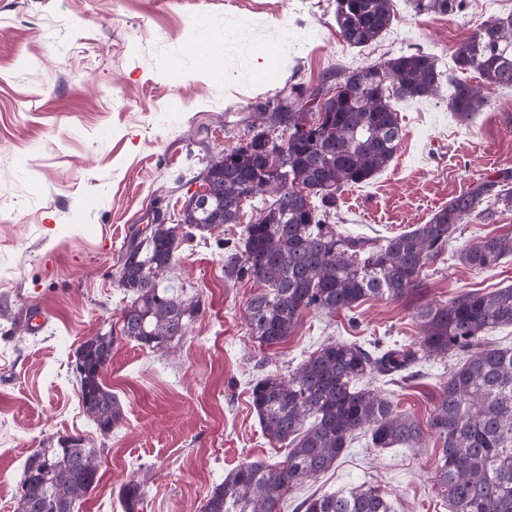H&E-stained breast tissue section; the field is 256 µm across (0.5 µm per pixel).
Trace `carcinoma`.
Segmentation results:
<instances>
[{
  "instance_id": "carcinoma-1",
  "label": "carcinoma",
  "mask_w": 512,
  "mask_h": 512,
  "mask_svg": "<svg viewBox=\"0 0 512 512\" xmlns=\"http://www.w3.org/2000/svg\"><path fill=\"white\" fill-rule=\"evenodd\" d=\"M393 0H336L338 32L351 48L366 46L392 22ZM417 15H452L462 0H407ZM444 71L422 51L401 54L343 74L349 92L327 96L326 85H291L256 105L244 147L224 151L206 164L209 203L186 205L176 224H155L148 235L134 232L122 252L131 319L122 338L152 351L185 332L200 304L182 298L183 289L159 277L180 242L223 224L237 223L244 195L265 196L261 224L244 226L239 241L224 247V276L247 279L258 288L247 301V321L260 345L288 339L305 310L328 315L350 311L367 297L402 299L419 284L421 271L438 264L467 216L491 221L512 210V174L486 177L453 198L424 224L381 240L346 235L327 223L337 194L368 181L393 160L401 127L392 101L435 98L442 83L451 88L448 107L461 122L483 110L480 86L459 77L478 72L490 84L512 89V15L485 22L453 56ZM325 110L312 136L297 129ZM288 134L280 171L266 172L261 154L269 135ZM295 184L305 197L285 194ZM288 202H283V198ZM512 255V236L484 237L459 253V261L491 268ZM421 336L402 348L374 350L332 342L285 376L266 375L251 387L252 405L264 434L287 443L284 461L271 466L240 465L216 485L204 512H281L290 492L336 464L353 437L365 432L376 448L420 441L419 424L396 410L392 396L357 383L400 375L422 360L453 359L440 387L430 430L441 442L435 481L445 488L449 512H512V348L486 340L491 330L512 326V288L489 294L464 292L446 303L418 309ZM96 357L86 364L82 406L96 429L123 419L117 396L101 374L112 360L117 336L101 335ZM97 451L84 441L38 448L23 463L21 482L41 487L36 512H73L74 504L98 483ZM147 479L122 484L125 512L144 506ZM295 512H390L386 494L362 485L346 492L312 494Z\"/></svg>"
}]
</instances>
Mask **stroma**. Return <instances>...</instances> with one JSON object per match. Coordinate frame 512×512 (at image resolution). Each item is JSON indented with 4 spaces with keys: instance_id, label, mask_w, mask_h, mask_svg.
<instances>
[{
    "instance_id": "obj_1",
    "label": "stroma",
    "mask_w": 512,
    "mask_h": 512,
    "mask_svg": "<svg viewBox=\"0 0 512 512\" xmlns=\"http://www.w3.org/2000/svg\"><path fill=\"white\" fill-rule=\"evenodd\" d=\"M336 0H0V512H14L22 464L36 449L78 434L98 449L101 479L74 512H124L117 491L146 479L142 512H202L235 467L283 460L251 405L253 381L287 374L330 341L408 345L415 312L464 291L512 285V256L474 270L457 255L478 238L512 233V211L486 224L466 218L417 292L370 298L329 318L303 312L288 339L267 348L250 336L254 289L225 279L228 224L181 242L169 280L202 310L169 349L123 340L104 384L124 417L109 436L84 413L72 364L86 338L119 331L130 299L116 268L134 230L175 223L208 157L248 134L244 119L284 86H315L340 70L415 51L441 68L479 26L512 15V0H464L452 15L418 16L394 0L391 27L349 48ZM215 62L193 56L198 42ZM276 61L253 73V53ZM488 104L469 123L448 109V90L422 103L395 102L402 138L391 163L345 188L330 223L382 238L412 230L478 180L512 172V89L485 87ZM45 325L30 333L33 316ZM448 362L425 361L394 403L425 427ZM439 441L372 447L364 435L317 481L294 490L339 492L377 484L392 512H448L435 481Z\"/></svg>"
}]
</instances>
